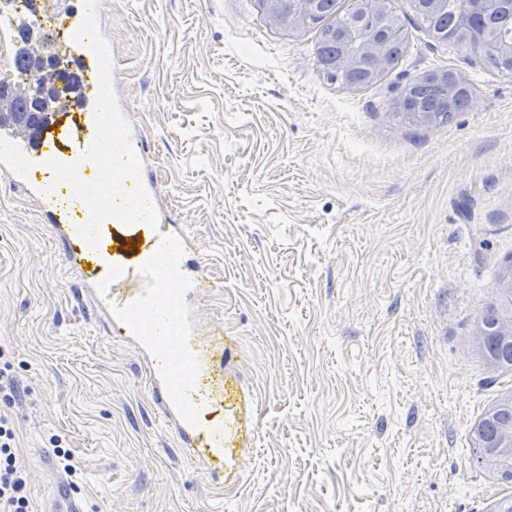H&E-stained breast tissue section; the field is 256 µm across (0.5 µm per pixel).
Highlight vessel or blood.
I'll list each match as a JSON object with an SVG mask.
<instances>
[{
    "label": "vessel or blood",
    "mask_w": 512,
    "mask_h": 512,
    "mask_svg": "<svg viewBox=\"0 0 512 512\" xmlns=\"http://www.w3.org/2000/svg\"><path fill=\"white\" fill-rule=\"evenodd\" d=\"M77 131L67 137L66 144L57 140V121H49L38 132L36 139L17 134L15 128L0 126V174L27 185L38 195L37 201L43 222L54 225L55 232L68 246L66 261L86 282L95 286L100 304L122 306L134 300L143 289L138 270L160 246V236L144 223L126 225L116 223L114 228H103L98 248L89 245L77 235L76 227L89 217L87 206L80 200L65 204L61 189L53 188L54 173L48 160L63 163L76 161L94 141L96 135L93 113L80 115ZM190 347L200 361V370L191 394L200 408L201 424L192 427L178 415L159 375V362L150 359L149 374L161 413L181 439L186 454L194 459H205L211 472L224 470V419L214 408V392L222 388L221 380L210 373L208 349L204 341L194 337ZM48 512H86L81 498L66 479H58L50 496Z\"/></svg>",
    "instance_id": "b4317fda"
}]
</instances>
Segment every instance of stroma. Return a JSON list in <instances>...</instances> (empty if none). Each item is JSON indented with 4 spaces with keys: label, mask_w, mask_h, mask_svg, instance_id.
Listing matches in <instances>:
<instances>
[{
    "label": "stroma",
    "mask_w": 512,
    "mask_h": 512,
    "mask_svg": "<svg viewBox=\"0 0 512 512\" xmlns=\"http://www.w3.org/2000/svg\"><path fill=\"white\" fill-rule=\"evenodd\" d=\"M119 104L173 223L194 232L197 336H224V403L253 399L239 479H211L164 423L147 365L109 334L26 188L0 176V350L17 383L27 495L45 512L61 438L86 512H491L512 494L469 432L512 371L478 315L512 261V74L409 17L376 84L327 82L317 31L253 0H100ZM474 88L445 125L393 102L442 71Z\"/></svg>",
    "instance_id": "35a3bbf8"
}]
</instances>
